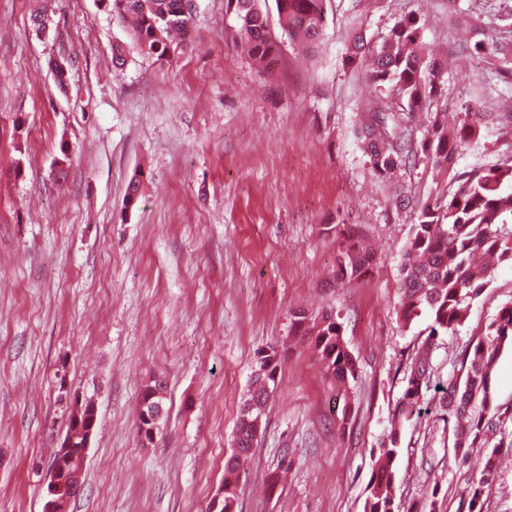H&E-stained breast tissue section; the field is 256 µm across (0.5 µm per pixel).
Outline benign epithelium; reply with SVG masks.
<instances>
[{
  "instance_id": "7a95c632",
  "label": "benign epithelium",
  "mask_w": 512,
  "mask_h": 512,
  "mask_svg": "<svg viewBox=\"0 0 512 512\" xmlns=\"http://www.w3.org/2000/svg\"><path fill=\"white\" fill-rule=\"evenodd\" d=\"M72 416L81 430L83 442L79 449L75 450L73 443L65 438L58 447L47 480V497L43 512H65L68 502L82 487L83 467L90 439L97 425V409L93 404L88 408L78 404L73 409Z\"/></svg>"
}]
</instances>
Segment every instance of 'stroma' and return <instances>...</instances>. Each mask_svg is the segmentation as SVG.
Listing matches in <instances>:
<instances>
[{"instance_id": "35a3bbf8", "label": "stroma", "mask_w": 512, "mask_h": 512, "mask_svg": "<svg viewBox=\"0 0 512 512\" xmlns=\"http://www.w3.org/2000/svg\"><path fill=\"white\" fill-rule=\"evenodd\" d=\"M504 0H326L316 52L285 36L270 69L234 44L224 0H197L188 48L168 62L131 53L102 0H47V38L29 0H0V512H42L74 397L95 398L81 493L68 512H210L224 481L258 350L280 351L276 385L238 512H364L372 465L390 432L428 318L398 315L404 251L420 203L447 179L426 162L374 175L360 139L382 115L406 113L366 67L344 64L355 23L378 42L404 14L427 18L423 40L451 61L443 108H512V85L460 52L476 23L512 40ZM69 61L65 87L49 63ZM512 165V125L486 123L456 171ZM138 180L135 204L127 188ZM372 248L361 279H338L340 245ZM512 306V264L430 354L434 386L463 383V352ZM333 311L356 375L328 379L291 315ZM164 380L167 416L154 441L136 430L144 386ZM501 432L512 440V346L491 373ZM427 391L406 423L397 499L418 512H461L471 472L454 421ZM288 474L273 477L280 461Z\"/></svg>"}]
</instances>
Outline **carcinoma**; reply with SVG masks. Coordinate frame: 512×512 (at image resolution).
<instances>
[{
  "label": "carcinoma",
  "mask_w": 512,
  "mask_h": 512,
  "mask_svg": "<svg viewBox=\"0 0 512 512\" xmlns=\"http://www.w3.org/2000/svg\"><path fill=\"white\" fill-rule=\"evenodd\" d=\"M112 15L131 27L132 44L143 55L158 61L169 60L187 46L198 13L184 9V0H106ZM227 12L234 13L236 43L263 67L274 57L275 41L268 18L259 0H225ZM280 28L292 41L307 51L316 48L325 19V0H276ZM32 25L49 30L45 6L35 2L30 9ZM425 19L411 12L398 20L379 44L356 30L349 41L344 63L349 66L370 59L371 78L388 86L405 103L409 116L426 114L424 137L418 139L413 129H403L391 138L371 127L364 135V150L374 173L386 179L416 159H425L431 169L443 173L454 168V159L470 139L479 133L472 120L474 103L466 106L459 129L448 136V127L432 107L443 100L448 66L426 51L423 43ZM473 35L463 48L490 60L492 74L501 82L512 84V44L490 38L484 30L472 29ZM512 166L487 171L456 173L440 207L425 204L419 210L401 268L399 315L405 326L425 315L431 320L428 338L420 355L412 361L407 386L395 405L387 443L374 461L364 512H413V507L395 501L391 493L395 463L400 453V429L406 422L422 417L424 390L429 388V354L441 335L455 329L467 318L471 302L490 283L491 270L498 264L512 262ZM374 259L371 249L352 243L336 259V276L352 281L363 277ZM296 335L314 345L326 374L338 383L355 376L356 361L347 350L341 324L330 312L315 319L305 311L293 313ZM486 338L472 345L465 354L466 378L461 386L449 385L439 400L455 419L454 448L461 465L475 471L466 500V512H483L484 496L495 475L500 449L512 442H494L498 411L490 392L491 372L500 350L512 346V307L504 308L485 331ZM279 353L276 349L257 352L252 378L257 387L249 391L240 406L236 439L240 451L224 463V483L219 512H237V472L241 459L248 456L263 425L264 407L269 388L276 383ZM164 383L153 380L142 394L141 415L163 412Z\"/></svg>",
  "instance_id": "carcinoma-1"
}]
</instances>
